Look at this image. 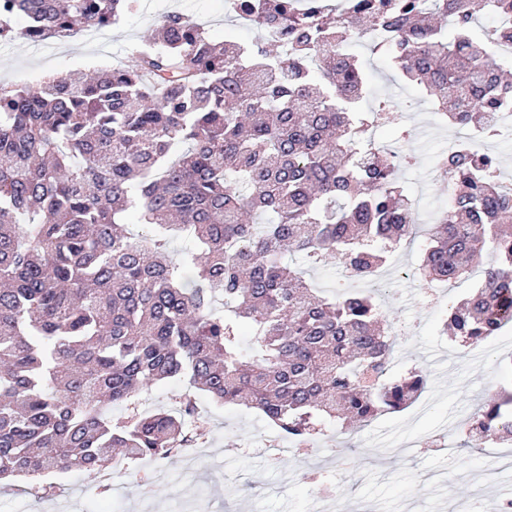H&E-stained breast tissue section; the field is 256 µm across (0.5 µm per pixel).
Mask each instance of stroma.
Here are the masks:
<instances>
[{
  "label": "stroma",
  "instance_id": "35a3bbf8",
  "mask_svg": "<svg viewBox=\"0 0 512 512\" xmlns=\"http://www.w3.org/2000/svg\"><path fill=\"white\" fill-rule=\"evenodd\" d=\"M170 11L194 15L216 40L223 39L229 24L227 0H137L129 16L93 38H53L43 51L18 34L11 42L0 41V86L36 85L77 71L133 66L136 46L150 38L157 18ZM357 52L367 72L366 105L385 99L402 113L401 128L376 126L369 137L384 149L398 147L413 154L415 163L401 172L407 191L420 195L429 210L444 208L448 184L435 174L434 156L456 135V128L440 122L418 89L395 75L385 53L371 52L364 44ZM403 129L408 132L404 140L399 137ZM425 240L423 232H416L390 254L388 290L375 297L383 327L395 338L391 376L415 368L425 377V388L411 407L378 415L353 432L336 422L325 423L308 457L289 453L273 460L270 441L283 447L289 441L277 437L267 419L200 392L198 425L206 440L193 469L180 460H158L164 474L159 481L150 475L138 478L137 462H129L130 476L119 496L92 495V488L103 482L95 472L54 476L57 489L47 497L30 494L21 481L0 490V512H313L323 489L348 512H452L484 487L505 499L512 470L496 466L501 444L489 440L465 447L464 427L477 408L512 382V327L477 347L451 342L442 320L468 288H455L433 304L424 299L418 267ZM289 262L318 294L357 287L338 260L311 266L293 255ZM437 434L454 445L453 455L427 449Z\"/></svg>",
  "mask_w": 512,
  "mask_h": 512
}]
</instances>
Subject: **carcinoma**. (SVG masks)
Returning a JSON list of instances; mask_svg holds the SVG:
<instances>
[{"mask_svg":"<svg viewBox=\"0 0 512 512\" xmlns=\"http://www.w3.org/2000/svg\"><path fill=\"white\" fill-rule=\"evenodd\" d=\"M263 38L216 43L169 12L131 68L0 87V482L99 472L116 457L170 458L194 436L176 411L139 410L171 379L213 400L248 399L288 439L327 419L368 422L414 403L424 377L387 375L394 341L373 297L315 293L285 253L334 257L355 275L412 234L390 153L364 140L370 45L450 125L482 130L512 110V79L474 35L512 0H231ZM134 0H0V39L77 40ZM451 198L426 240L423 281L488 279L448 308L451 339L477 343L512 322V189L484 152L438 154ZM151 232L127 230L129 213ZM193 247L180 258V233ZM252 343L240 342L243 325ZM131 413L112 421V407ZM512 441V391L483 406L468 440Z\"/></svg>","mask_w":512,"mask_h":512,"instance_id":"1","label":"carcinoma"}]
</instances>
